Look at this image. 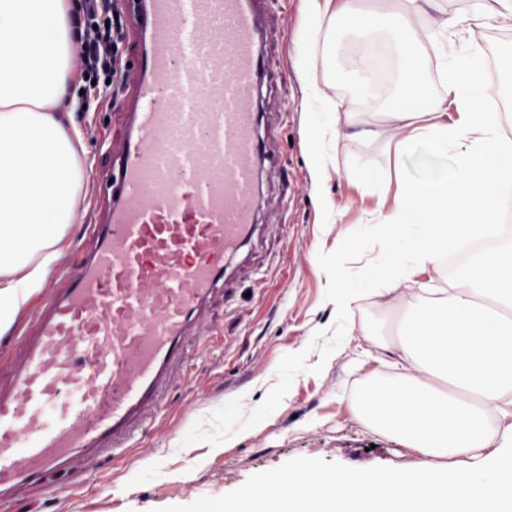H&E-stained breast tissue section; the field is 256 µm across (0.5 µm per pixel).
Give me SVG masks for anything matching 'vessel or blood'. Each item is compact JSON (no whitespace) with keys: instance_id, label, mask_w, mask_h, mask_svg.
Masks as SVG:
<instances>
[{"instance_id":"obj_1","label":"vessel or blood","mask_w":512,"mask_h":512,"mask_svg":"<svg viewBox=\"0 0 512 512\" xmlns=\"http://www.w3.org/2000/svg\"><path fill=\"white\" fill-rule=\"evenodd\" d=\"M266 0H131L123 147L97 248L35 311L0 387V504L79 451L119 457L191 359L186 333L255 227Z\"/></svg>"}]
</instances>
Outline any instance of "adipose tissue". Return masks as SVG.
<instances>
[{
    "label": "adipose tissue",
    "mask_w": 512,
    "mask_h": 512,
    "mask_svg": "<svg viewBox=\"0 0 512 512\" xmlns=\"http://www.w3.org/2000/svg\"><path fill=\"white\" fill-rule=\"evenodd\" d=\"M492 18L512 19V0H482L466 12L443 0H301L294 56L302 78L337 27L357 45L323 105V131L383 140L397 170L421 141L453 157L451 180L398 185L378 209L388 243L381 296L458 237L494 246L469 260L447 295L416 306L402 331L400 373L370 381L352 401L368 428L418 453V469L296 470L285 492L250 487L253 512H512V244L498 243L490 222L512 200L487 190L512 182V140L500 113L480 106L487 88L467 42ZM72 20V0H0V334L46 288L88 177L78 131L62 118ZM383 40L396 59L394 94L375 122L355 102L374 93V48ZM434 72L442 82L433 100ZM408 224L425 232L406 254L394 241ZM451 459L466 468L448 469Z\"/></svg>",
    "instance_id": "1"
}]
</instances>
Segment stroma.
<instances>
[{
	"label": "stroma",
	"mask_w": 512,
	"mask_h": 512,
	"mask_svg": "<svg viewBox=\"0 0 512 512\" xmlns=\"http://www.w3.org/2000/svg\"><path fill=\"white\" fill-rule=\"evenodd\" d=\"M300 25L299 0H273L266 18L261 110L265 155L259 208L250 242L227 268L232 303L214 298L194 319L191 336L209 349L177 372L162 412L138 447L115 460L84 459L87 482L68 489L54 478L33 498L7 512H212L235 503L260 479L301 468L333 471L355 463L412 470L420 458L400 441L367 428L351 400L374 376L398 370L397 348L368 345L360 332L396 336L418 299L451 288L446 264L419 268L389 297L380 241L373 222L376 194L389 175L382 143L321 128L322 97L331 95V72L342 70L352 42L334 40L329 66H317L318 99L297 72L292 46ZM71 113L80 149L93 168L112 163L110 148L122 138L120 105L92 100ZM333 161L315 186L316 149ZM370 183L354 184L358 173ZM340 211L328 223L321 206ZM356 289L353 316L336 314L331 270Z\"/></svg>",
	"instance_id": "obj_1"
}]
</instances>
